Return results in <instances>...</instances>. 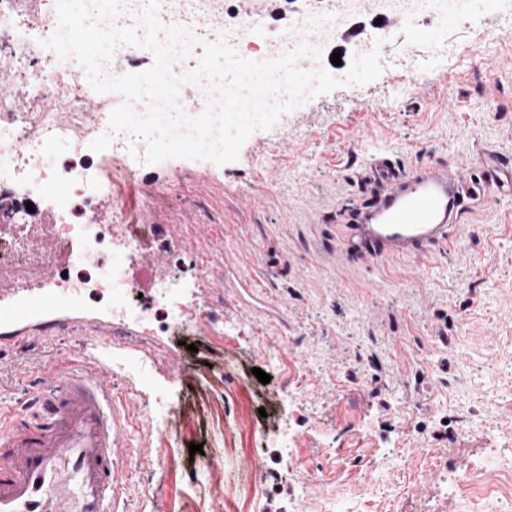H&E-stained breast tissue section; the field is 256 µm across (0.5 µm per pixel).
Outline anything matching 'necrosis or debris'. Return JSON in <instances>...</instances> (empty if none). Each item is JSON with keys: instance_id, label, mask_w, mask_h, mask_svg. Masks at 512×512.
<instances>
[{"instance_id": "4bbe7bcc", "label": "necrosis or debris", "mask_w": 512, "mask_h": 512, "mask_svg": "<svg viewBox=\"0 0 512 512\" xmlns=\"http://www.w3.org/2000/svg\"><path fill=\"white\" fill-rule=\"evenodd\" d=\"M44 18L32 27L26 20L24 0H0V71L17 77L27 89L24 103L0 98V187L17 188L26 196L37 195L44 185H52L58 194L61 224L76 226L94 223V200L103 187L117 188L125 179L144 167V151H131V139L124 133H110L111 98H101L98 120L91 136L111 134L112 141L102 159L74 155L64 165H52L46 157L51 143L77 144L73 126L48 120L47 101H54L64 112L83 110L85 68L75 59H51L45 45L57 27L55 0H35ZM224 0H161L160 20L167 25L191 27L202 40L225 37L234 52H246L248 59L265 60L294 49L296 40L290 31L278 32L272 42H264L251 33L248 21L234 12L222 20ZM77 287L99 298L103 288L112 290V320L119 331L137 328L141 336H187L197 331L202 313L188 312L183 300L171 295L164 282H156L153 299L157 312L133 304L128 299L130 282L123 263L99 267L97 273L81 274Z\"/></svg>"}]
</instances>
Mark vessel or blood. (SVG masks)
I'll use <instances>...</instances> for the list:
<instances>
[{
  "label": "vessel or blood",
  "mask_w": 512,
  "mask_h": 512,
  "mask_svg": "<svg viewBox=\"0 0 512 512\" xmlns=\"http://www.w3.org/2000/svg\"><path fill=\"white\" fill-rule=\"evenodd\" d=\"M477 166L487 169L484 180H474ZM474 167L408 171L391 154H373L366 169L372 196L353 219L360 254L381 259L454 247L450 229L465 194L512 193V180L500 181L505 165L499 155H479ZM0 235L18 237L39 255L35 262L0 265L1 356L30 336L56 337L82 314L83 301L77 289L65 287L61 271L89 255L79 234H60L50 219L2 225ZM18 309L28 312V324L14 322ZM111 343V320H94L75 353L40 365L47 388L29 400L0 404V512H124L125 431L103 353Z\"/></svg>",
  "instance_id": "b4317fda"
}]
</instances>
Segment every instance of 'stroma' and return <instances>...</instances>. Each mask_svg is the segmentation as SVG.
Instances as JSON below:
<instances>
[{"label": "stroma", "instance_id": "obj_1", "mask_svg": "<svg viewBox=\"0 0 512 512\" xmlns=\"http://www.w3.org/2000/svg\"><path fill=\"white\" fill-rule=\"evenodd\" d=\"M469 3L388 30L376 80L308 97L236 162L168 159L125 182L134 223L176 225L188 249L173 263L153 235L141 252L203 286L216 330L186 337L177 378L161 361L138 372L142 349L118 354L128 512H512L494 462L512 449V196L466 199L454 252L378 261L355 250L350 211L376 150L408 169L512 157V0ZM376 19L346 13L359 35L330 41L320 66L344 77ZM45 354L1 364L0 396L38 385L23 370ZM159 393L158 424L145 404ZM266 471L275 484L253 501Z\"/></svg>", "mask_w": 512, "mask_h": 512}]
</instances>
